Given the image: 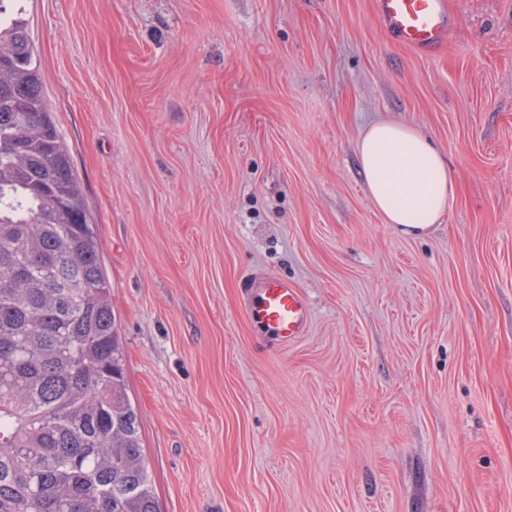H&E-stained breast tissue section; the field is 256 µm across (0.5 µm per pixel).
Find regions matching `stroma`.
I'll use <instances>...</instances> for the list:
<instances>
[{
  "mask_svg": "<svg viewBox=\"0 0 512 512\" xmlns=\"http://www.w3.org/2000/svg\"><path fill=\"white\" fill-rule=\"evenodd\" d=\"M447 2L424 54L374 0H24L159 512H512V0ZM378 120L455 177L424 234L369 195ZM255 288L256 299L248 308L249 316L283 341L301 336L308 320L301 293L284 279H263Z\"/></svg>",
  "mask_w": 512,
  "mask_h": 512,
  "instance_id": "35a3bbf8",
  "label": "stroma"
}]
</instances>
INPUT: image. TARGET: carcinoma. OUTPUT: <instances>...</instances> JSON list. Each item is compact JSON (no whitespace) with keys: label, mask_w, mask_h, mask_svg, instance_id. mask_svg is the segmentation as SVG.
I'll use <instances>...</instances> for the list:
<instances>
[{"label":"carcinoma","mask_w":512,"mask_h":512,"mask_svg":"<svg viewBox=\"0 0 512 512\" xmlns=\"http://www.w3.org/2000/svg\"><path fill=\"white\" fill-rule=\"evenodd\" d=\"M0 512H157L88 203L0 0Z\"/></svg>","instance_id":"1"}]
</instances>
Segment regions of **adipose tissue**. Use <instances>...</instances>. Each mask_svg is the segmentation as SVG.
Here are the masks:
<instances>
[{
  "label": "adipose tissue",
  "mask_w": 512,
  "mask_h": 512,
  "mask_svg": "<svg viewBox=\"0 0 512 512\" xmlns=\"http://www.w3.org/2000/svg\"><path fill=\"white\" fill-rule=\"evenodd\" d=\"M369 194L385 223L419 234L438 223L456 193L451 169L414 128L387 121L369 125L357 145Z\"/></svg>",
  "instance_id": "adipose-tissue-1"
}]
</instances>
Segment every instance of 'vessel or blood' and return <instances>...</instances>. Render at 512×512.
<instances>
[{"instance_id":"vessel-or-blood-1","label":"vessel or blood","mask_w":512,"mask_h":512,"mask_svg":"<svg viewBox=\"0 0 512 512\" xmlns=\"http://www.w3.org/2000/svg\"><path fill=\"white\" fill-rule=\"evenodd\" d=\"M374 5L388 30L406 46L430 51L448 33L445 0H374ZM248 314L284 341L302 335L308 320L303 296L284 279L261 280Z\"/></svg>"}]
</instances>
